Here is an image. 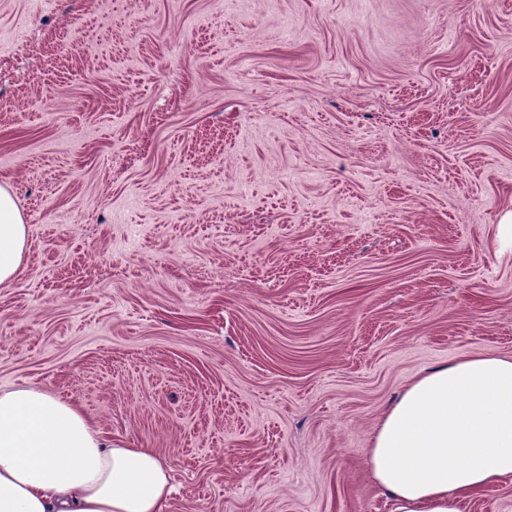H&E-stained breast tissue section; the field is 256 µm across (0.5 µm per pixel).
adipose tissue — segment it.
<instances>
[{"instance_id":"obj_1","label":"adipose tissue","mask_w":512,"mask_h":512,"mask_svg":"<svg viewBox=\"0 0 512 512\" xmlns=\"http://www.w3.org/2000/svg\"><path fill=\"white\" fill-rule=\"evenodd\" d=\"M28 229L0 185V286L19 275ZM372 480L392 512H465L512 479V358L483 353L418 373L370 442ZM170 467L106 438L73 402L0 389V512H167Z\"/></svg>"}]
</instances>
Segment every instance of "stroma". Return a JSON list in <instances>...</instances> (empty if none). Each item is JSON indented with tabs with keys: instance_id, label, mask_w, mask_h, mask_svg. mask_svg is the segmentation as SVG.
Returning <instances> with one entry per match:
<instances>
[{
	"instance_id": "1",
	"label": "stroma",
	"mask_w": 512,
	"mask_h": 512,
	"mask_svg": "<svg viewBox=\"0 0 512 512\" xmlns=\"http://www.w3.org/2000/svg\"><path fill=\"white\" fill-rule=\"evenodd\" d=\"M0 184V386L169 512H391L397 393L512 357V0H0ZM28 229L11 191L0 185V286L19 275L27 247Z\"/></svg>"
}]
</instances>
